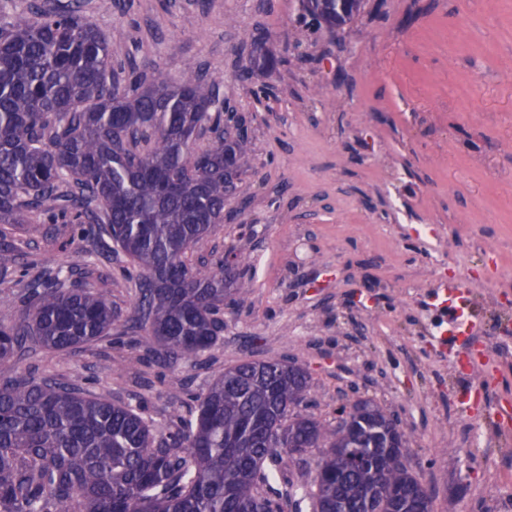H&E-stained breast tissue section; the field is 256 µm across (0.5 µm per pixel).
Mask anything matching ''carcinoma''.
I'll list each match as a JSON object with an SVG mask.
<instances>
[{"label":"carcinoma","mask_w":512,"mask_h":512,"mask_svg":"<svg viewBox=\"0 0 512 512\" xmlns=\"http://www.w3.org/2000/svg\"><path fill=\"white\" fill-rule=\"evenodd\" d=\"M328 30L351 22L337 0H300ZM32 20L0 19V280L18 267L12 226L44 214L100 245L89 263L139 268L131 322L170 364L196 359L224 331V298L251 253L231 248L194 267L188 251L224 223L243 173L247 132L231 133L219 84L199 70L179 83L155 71L124 85L80 2H33ZM212 143L194 150L202 133ZM73 267L28 283L23 319L0 323V364L35 347L67 352L108 334L105 295L67 288ZM310 390L295 361L224 369L186 414L160 427L139 407L45 376L0 382V512H432L404 465L398 418L370 400L328 427L296 412ZM292 448L318 451L309 484L273 487Z\"/></svg>","instance_id":"1"}]
</instances>
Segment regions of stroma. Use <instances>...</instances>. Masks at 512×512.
<instances>
[{
  "label": "stroma",
  "mask_w": 512,
  "mask_h": 512,
  "mask_svg": "<svg viewBox=\"0 0 512 512\" xmlns=\"http://www.w3.org/2000/svg\"><path fill=\"white\" fill-rule=\"evenodd\" d=\"M112 59L132 78L152 63L172 82L189 68L220 83L248 129L232 222L196 243L192 260L247 249L254 266L224 302V331L200 362L150 357L128 327L134 290L118 264L94 275L74 225L33 215L14 232L28 261L68 259L76 286L120 315L109 335L65 353L38 350L0 365V379L52 376L112 401L143 404L158 422L184 412L225 367L298 362L311 376L302 412L335 423L370 399L398 415L406 464L432 512H502L486 489L494 456L477 422L449 430L442 351L424 325L425 293L405 279L441 270L506 281L512 302V0H365L335 32L309 28L299 0H81ZM262 36L276 69L250 68ZM432 225L426 240L408 224ZM497 250H488V243ZM512 406V359L481 390V418Z\"/></svg>",
  "instance_id": "1"
}]
</instances>
